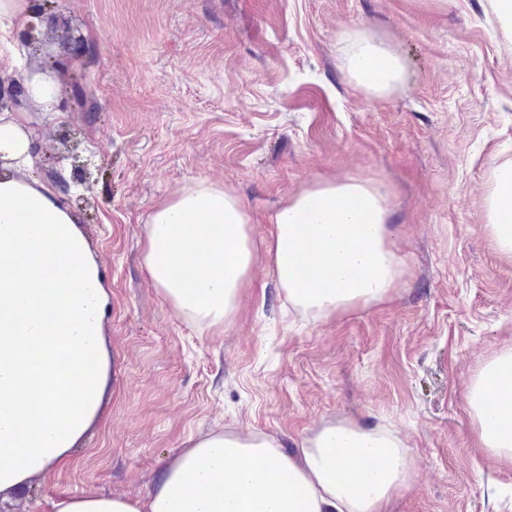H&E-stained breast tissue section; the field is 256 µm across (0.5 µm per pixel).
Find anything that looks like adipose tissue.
<instances>
[{"label":"adipose tissue","instance_id":"obj_1","mask_svg":"<svg viewBox=\"0 0 512 512\" xmlns=\"http://www.w3.org/2000/svg\"><path fill=\"white\" fill-rule=\"evenodd\" d=\"M345 40L358 87L382 98L401 83L395 52L361 31ZM27 127V111L0 113V493L69 466L72 446L101 417L109 367L98 265L56 185L35 176ZM388 216L387 197L368 183L322 180L277 212L261 254L236 199L202 182L154 208L144 265L163 298L203 329L232 317L264 258L289 307L325 321L389 298L401 264ZM486 220L497 250L512 256V160L491 171ZM52 333L66 344L48 343ZM507 370L511 350L485 365L467 403L480 447L512 467V383L484 387ZM408 465L407 448L381 427L327 425L292 454L262 434H211L189 441L147 496L64 495L55 512H382Z\"/></svg>","mask_w":512,"mask_h":512}]
</instances>
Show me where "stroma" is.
<instances>
[{
    "label": "stroma",
    "mask_w": 512,
    "mask_h": 512,
    "mask_svg": "<svg viewBox=\"0 0 512 512\" xmlns=\"http://www.w3.org/2000/svg\"><path fill=\"white\" fill-rule=\"evenodd\" d=\"M40 36L5 40L54 74L28 109L42 180L87 166L62 204L108 295L102 415L72 464L11 496L138 498L188 438L274 436L283 451L342 422L392 430L409 452L386 512H512V467L477 440L468 387L512 348V257L486 223L493 166L512 159V39L491 0H28ZM396 52L404 80L369 97L345 71L347 32ZM387 193L402 274L391 296L325 322L286 318L270 266L236 316L201 332L143 262L154 207L204 180L262 244L289 198L322 179Z\"/></svg>",
    "instance_id": "1"
}]
</instances>
